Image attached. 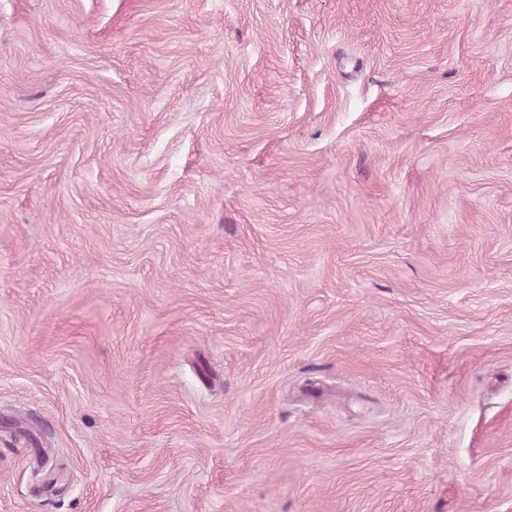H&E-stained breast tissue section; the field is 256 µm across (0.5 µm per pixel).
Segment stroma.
I'll return each mask as SVG.
<instances>
[{
  "label": "stroma",
  "instance_id": "35a3bbf8",
  "mask_svg": "<svg viewBox=\"0 0 512 512\" xmlns=\"http://www.w3.org/2000/svg\"><path fill=\"white\" fill-rule=\"evenodd\" d=\"M0 512H512V0H0Z\"/></svg>",
  "mask_w": 512,
  "mask_h": 512
}]
</instances>
